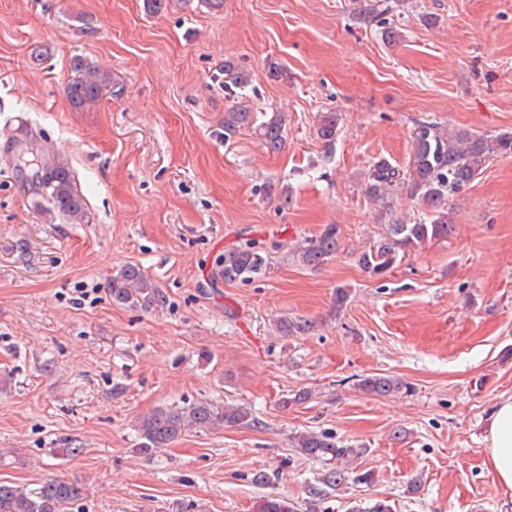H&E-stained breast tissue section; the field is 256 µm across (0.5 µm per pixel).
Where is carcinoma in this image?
<instances>
[{"mask_svg":"<svg viewBox=\"0 0 512 512\" xmlns=\"http://www.w3.org/2000/svg\"><path fill=\"white\" fill-rule=\"evenodd\" d=\"M110 75L82 57L71 64V76L65 85L71 105L82 108L97 101ZM253 124L251 113L232 109L224 113V140L229 141ZM339 116L335 112L319 115L315 132L326 145L335 143ZM266 149L277 153L283 144L282 123L275 118L261 125ZM411 154L406 169L394 166L384 157L375 159L364 176L366 198L379 207L382 233L358 256V263L374 277H384L397 268L406 254L428 242L445 240L455 233L449 217L453 198L468 189L496 157L512 155V132L484 136L467 130H448L436 122L423 120L411 130ZM25 168L35 170L36 184L52 206L74 223H82L86 203L74 184V175L62 162H48L44 155L30 152L21 158ZM407 190L425 207L420 219L395 214L393 202ZM342 248L340 228L326 224L319 234L304 240L295 251L300 265L317 269L332 260ZM270 270L268 252L253 242L224 249L214 262L212 277L227 284L250 283L265 277ZM112 301L118 305L154 309L165 297L151 279L137 266L127 265L109 282ZM313 322L283 317L278 329L284 336L306 333ZM358 389L368 395L388 396L406 387L400 380L383 375L366 376ZM255 424L251 411L242 406L197 400L182 406L163 407L142 417L138 425L139 451L147 454L177 441L190 429H209L224 425ZM292 447L305 458L321 461L327 468L319 482L327 488L346 480L349 467L360 449L346 446L325 432H302L293 436ZM81 498V487L58 478L46 479L35 486L0 482V512H71ZM255 512H296V506L277 496H262Z\"/></svg>","mask_w":512,"mask_h":512,"instance_id":"1","label":"carcinoma"}]
</instances>
